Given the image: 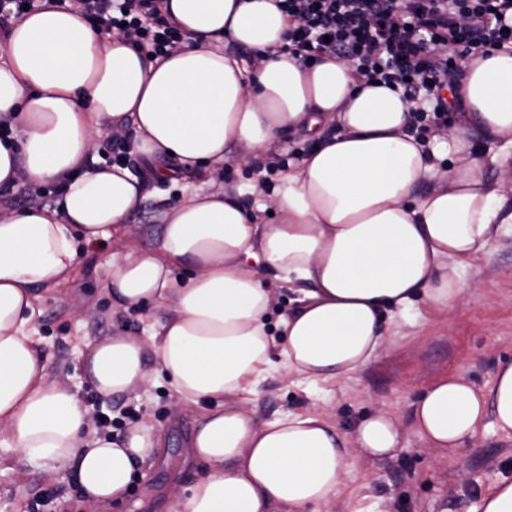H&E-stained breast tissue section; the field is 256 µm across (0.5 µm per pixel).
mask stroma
<instances>
[{
	"label": "stroma",
	"instance_id": "obj_1",
	"mask_svg": "<svg viewBox=\"0 0 512 512\" xmlns=\"http://www.w3.org/2000/svg\"><path fill=\"white\" fill-rule=\"evenodd\" d=\"M310 145V140L296 138L264 154L260 167L233 165L217 179L227 190L242 192L247 203L265 200L279 184L278 171ZM207 186L199 176L149 184L147 197L129 217L138 228V245L151 246L159 237L163 206L180 200L187 188ZM125 245L116 236L101 247L81 250L69 282L36 288L33 334L42 342L51 378L76 391L89 411L110 415L114 440H121L137 421L152 424L162 437L158 455L142 465L127 497L103 512H176L175 501L167 496L169 486L191 485L207 469L188 453L194 412L177 413V395L157 364H150L145 383L111 397L98 395L83 372L84 342L118 332L144 337L166 315L162 308L113 307L104 289L105 265ZM464 278L469 289L461 304L421 305L405 315L387 311L384 349L343 382L296 387L275 373L252 396L250 406L260 424L307 410L326 413L347 431L370 413L388 414L399 423L405 450L362 462L328 512H481L488 489L512 479V437L492 426L481 428L471 445L454 453L427 447L412 428L413 405L433 380L458 375L486 391L499 363L512 360V234L500 233L487 254L466 268ZM0 512H84L83 496L72 472L20 462L0 467Z\"/></svg>",
	"mask_w": 512,
	"mask_h": 512
}]
</instances>
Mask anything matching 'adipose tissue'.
<instances>
[{
    "label": "adipose tissue",
    "instance_id": "adipose-tissue-1",
    "mask_svg": "<svg viewBox=\"0 0 512 512\" xmlns=\"http://www.w3.org/2000/svg\"><path fill=\"white\" fill-rule=\"evenodd\" d=\"M184 41L168 57L105 34L66 5L0 30V190L60 185L55 207L0 211V447L73 470L86 504L122 500L158 439L150 423L113 441L67 386L51 380L32 336L33 290L66 283L81 246L129 233L146 187L126 167H88L104 122L133 131L159 179L247 164L299 136L315 146L289 163L259 211L219 185L162 212L154 245L106 262L114 306L164 307L151 337L87 343L84 374L102 396L148 380V358L180 404L200 408L189 452L207 472L177 492L180 512H322L362 461L403 448L385 414L343 431L319 411L256 424L249 397L280 373L335 384L383 349L382 312L465 296L461 271L512 223V52L466 64L447 133L409 134L412 102L354 76L334 55L303 66L285 51L275 0H165ZM255 51L251 64L236 53ZM337 127L327 137L326 127ZM478 130L482 148L469 137ZM454 164L441 167L443 153ZM276 212L263 222L260 212ZM299 286L269 325L272 283ZM512 436V362L490 391L444 375L416 402L412 425L442 451L468 447L484 422Z\"/></svg>",
    "mask_w": 512,
    "mask_h": 512
}]
</instances>
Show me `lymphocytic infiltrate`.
Wrapping results in <instances>:
<instances>
[{"label":"lymphocytic infiltrate","mask_w":512,"mask_h":512,"mask_svg":"<svg viewBox=\"0 0 512 512\" xmlns=\"http://www.w3.org/2000/svg\"><path fill=\"white\" fill-rule=\"evenodd\" d=\"M94 25L116 30L137 48L165 57L184 36L163 0H68ZM289 53L301 65L332 53L350 61L357 79L377 82L414 102L413 131L447 121L444 90L468 61L512 48V0H281Z\"/></svg>","instance_id":"obj_1"}]
</instances>
